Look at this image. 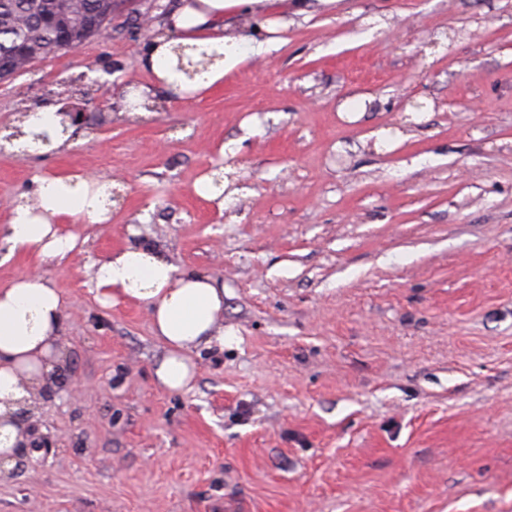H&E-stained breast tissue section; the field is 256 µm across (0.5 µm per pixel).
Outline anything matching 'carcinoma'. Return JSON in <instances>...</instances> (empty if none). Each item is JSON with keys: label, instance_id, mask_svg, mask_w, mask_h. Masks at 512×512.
<instances>
[{"label": "carcinoma", "instance_id": "1", "mask_svg": "<svg viewBox=\"0 0 512 512\" xmlns=\"http://www.w3.org/2000/svg\"><path fill=\"white\" fill-rule=\"evenodd\" d=\"M0 0V69L12 78L15 66L80 47L93 27L112 23L114 0ZM213 56L202 51L194 59L180 54L175 70L191 79L207 69Z\"/></svg>", "mask_w": 512, "mask_h": 512}]
</instances>
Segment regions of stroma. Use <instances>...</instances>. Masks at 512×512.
I'll return each mask as SVG.
<instances>
[{
  "instance_id": "obj_1",
  "label": "stroma",
  "mask_w": 512,
  "mask_h": 512,
  "mask_svg": "<svg viewBox=\"0 0 512 512\" xmlns=\"http://www.w3.org/2000/svg\"><path fill=\"white\" fill-rule=\"evenodd\" d=\"M174 2L117 0L109 39L0 81V139L66 99L90 118L0 150V225L43 176L117 193L65 265L0 238V285L35 269L66 302L0 512H512V0H289L276 50L130 119ZM218 169L220 208L195 191ZM133 223L224 281L192 390L81 271Z\"/></svg>"
}]
</instances>
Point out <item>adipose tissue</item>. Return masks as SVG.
Segmentation results:
<instances>
[{"label": "adipose tissue", "mask_w": 512, "mask_h": 512, "mask_svg": "<svg viewBox=\"0 0 512 512\" xmlns=\"http://www.w3.org/2000/svg\"><path fill=\"white\" fill-rule=\"evenodd\" d=\"M283 0H179L169 16L170 31L157 37L142 65L152 76L141 95L166 88L178 96L199 93L220 83L245 62L240 40L228 34V16L276 11ZM217 53L215 64L195 79L175 69L176 46ZM37 205L11 211L5 238L11 251L38 262L63 263L83 244L65 225L101 224L108 219L105 188L83 174L42 178ZM96 299L105 305L126 302L145 306L163 354L154 377L172 392L192 389L197 375L193 354L224 341V282L184 272L160 248L133 241L105 259L87 265ZM66 306L61 295L39 273L28 272L0 286V460L11 461L28 441L20 410L32 404L61 360L57 343Z\"/></svg>", "instance_id": "obj_1"}]
</instances>
